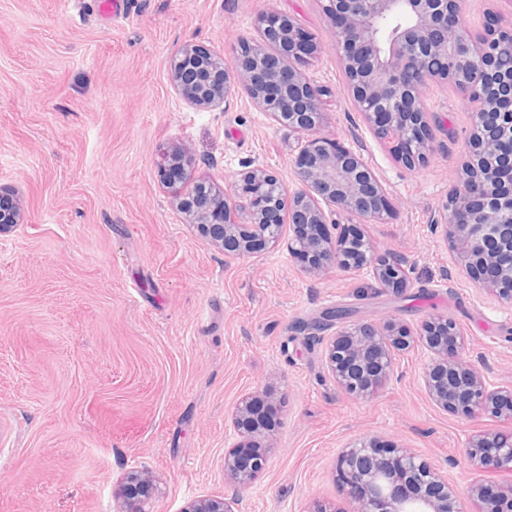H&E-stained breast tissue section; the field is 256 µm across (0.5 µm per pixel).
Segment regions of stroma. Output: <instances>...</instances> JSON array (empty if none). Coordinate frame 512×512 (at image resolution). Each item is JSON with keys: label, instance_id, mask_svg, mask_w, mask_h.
<instances>
[{"label": "stroma", "instance_id": "1", "mask_svg": "<svg viewBox=\"0 0 512 512\" xmlns=\"http://www.w3.org/2000/svg\"><path fill=\"white\" fill-rule=\"evenodd\" d=\"M0 0V188L24 221L0 241V512H116L127 473L154 477L153 512L205 495L241 496V512L345 507L343 448L377 439L415 449L459 489L467 439L512 433V420L463 417L421 383L428 354L397 352L367 398L337 386L327 336L349 320L418 326L452 320L461 352L512 382V308L480 290L430 224L468 158L470 109L448 87L426 98L433 153L394 162L349 92L320 0ZM292 18L321 46L322 133L362 155L395 217L363 230L376 257L406 259L407 288L367 270L311 277L286 249L234 258L186 223L156 168L185 144L192 178L224 181L249 163L295 188L297 136L245 94L198 110L174 90L167 60L191 41L221 55L260 39V16ZM261 391L277 410L276 446L248 490L224 481L225 433Z\"/></svg>", "mask_w": 512, "mask_h": 512}]
</instances>
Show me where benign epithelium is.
I'll return each instance as SVG.
<instances>
[{
	"label": "benign epithelium",
	"mask_w": 512,
	"mask_h": 512,
	"mask_svg": "<svg viewBox=\"0 0 512 512\" xmlns=\"http://www.w3.org/2000/svg\"><path fill=\"white\" fill-rule=\"evenodd\" d=\"M336 33L347 86L367 128L388 154L413 167L433 150L425 97L433 83L452 88L471 109L470 158L435 219L450 242L453 259L476 281L496 289L512 308V67L501 66L497 47L512 42V25L492 13L481 31L460 23L461 0H324ZM262 41L242 39L234 65L192 42L169 60L171 81L183 101L215 109L246 94L279 124L300 134L294 156L296 188L272 172L242 166L227 185L196 182L177 207L217 248L251 256L286 244L290 256L314 277L333 268H372L381 288L401 292L404 260H378L362 224L384 223L394 207L362 156L321 135L323 91L305 73L320 46L289 17L270 13L259 20ZM191 157L169 145L157 168L172 184L182 181ZM347 214L349 224L333 216ZM23 223L17 201L0 199V238ZM289 224L283 239L282 224ZM336 234H331L330 227ZM431 354L423 383L440 407L467 416L483 410L512 418V384L492 387L473 364L461 360V336L448 319L434 317L414 329L396 319L341 327L325 344V361L338 386L355 397L370 396L385 382L393 355L414 342ZM258 393L242 400L232 419L237 436L224 453V482L251 486L267 467L274 430L254 413ZM465 455L476 469L512 475V438L500 432L470 437ZM347 512H464L448 476L410 448L359 440L343 449L337 463ZM152 479L131 472L118 512H151ZM470 512H512V480L471 484ZM240 499L222 495L190 501L183 512H240Z\"/></svg>",
	"instance_id": "benign-epithelium-1"
}]
</instances>
